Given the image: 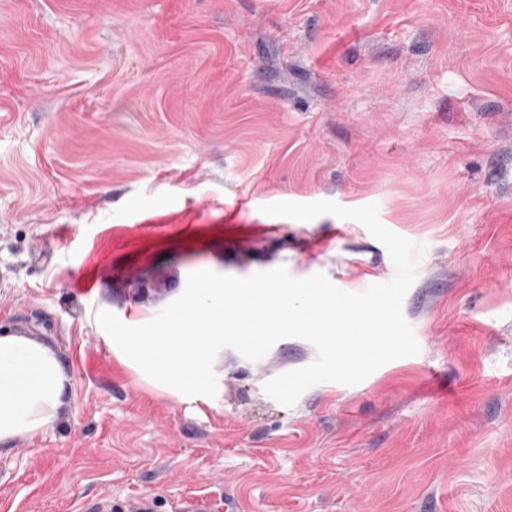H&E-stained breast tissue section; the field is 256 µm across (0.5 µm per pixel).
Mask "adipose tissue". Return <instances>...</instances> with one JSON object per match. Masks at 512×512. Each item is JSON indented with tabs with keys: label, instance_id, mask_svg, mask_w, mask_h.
I'll use <instances>...</instances> for the list:
<instances>
[{
	"label": "adipose tissue",
	"instance_id": "adipose-tissue-1",
	"mask_svg": "<svg viewBox=\"0 0 512 512\" xmlns=\"http://www.w3.org/2000/svg\"><path fill=\"white\" fill-rule=\"evenodd\" d=\"M69 378L41 342L0 336V445L54 425L68 399Z\"/></svg>",
	"mask_w": 512,
	"mask_h": 512
}]
</instances>
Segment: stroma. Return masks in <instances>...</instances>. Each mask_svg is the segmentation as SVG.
<instances>
[{"label":"stroma","mask_w":512,"mask_h":512,"mask_svg":"<svg viewBox=\"0 0 512 512\" xmlns=\"http://www.w3.org/2000/svg\"><path fill=\"white\" fill-rule=\"evenodd\" d=\"M320 200L423 247L417 354L286 408L306 340L220 350L212 398L106 345L200 270L393 280L361 223L261 211ZM5 334L70 387L0 512H512V0H0Z\"/></svg>","instance_id":"35a3bbf8"}]
</instances>
